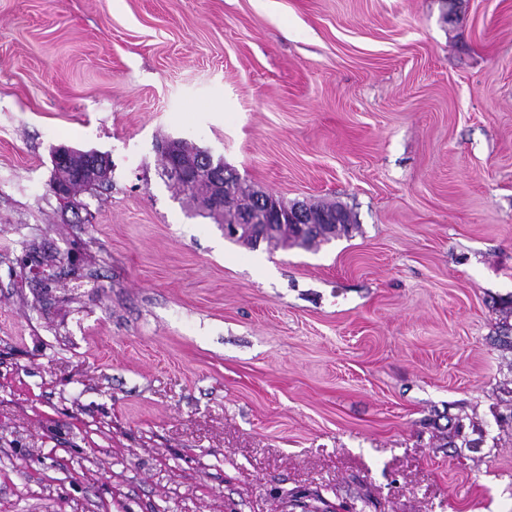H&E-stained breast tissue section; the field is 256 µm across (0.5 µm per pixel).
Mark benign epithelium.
<instances>
[{"instance_id": "benign-epithelium-1", "label": "benign epithelium", "mask_w": 512, "mask_h": 512, "mask_svg": "<svg viewBox=\"0 0 512 512\" xmlns=\"http://www.w3.org/2000/svg\"><path fill=\"white\" fill-rule=\"evenodd\" d=\"M156 152L163 156L167 165L162 170L168 180L180 182L186 186L193 183L197 177L198 169L185 165L179 158L178 146L174 140H163L156 144ZM75 150L67 146L55 148L52 154L54 171L69 167L70 159ZM200 167L210 171L212 179V192L207 206L213 209L230 211V216L224 221V237L230 240L239 238L241 232H249L253 227H264L274 233H284L288 230H298L297 236H302L307 226L312 224L336 223V210L325 211L315 219L306 211L301 202L284 205L278 196L257 190L251 186L246 188L245 195L252 198L254 206L249 208L238 207L231 198L224 195V181L222 180L221 165L215 163L214 158L207 152L199 157ZM79 179V175L71 174V180L61 177L53 178L50 189L64 210L72 212L74 219L81 218V211L87 205L77 200L76 191L71 182Z\"/></svg>"}]
</instances>
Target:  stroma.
Segmentation results:
<instances>
[{"label":"stroma","instance_id":"obj_1","mask_svg":"<svg viewBox=\"0 0 512 512\" xmlns=\"http://www.w3.org/2000/svg\"><path fill=\"white\" fill-rule=\"evenodd\" d=\"M457 9L0 0V512H512V0ZM163 138L352 229L227 240ZM50 189L64 210H70L75 221L77 222V219H80L82 222L81 210H87V205L77 200L79 195H76L77 191L72 188L71 182L62 177H53L50 182Z\"/></svg>","mask_w":512,"mask_h":512}]
</instances>
